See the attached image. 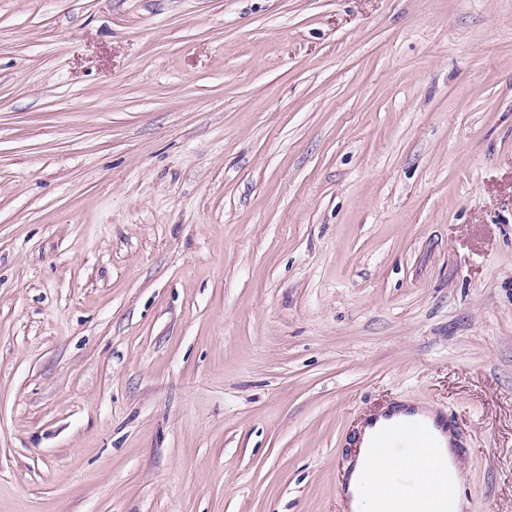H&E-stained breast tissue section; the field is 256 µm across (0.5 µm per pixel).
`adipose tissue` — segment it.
I'll return each mask as SVG.
<instances>
[{
  "label": "adipose tissue",
  "instance_id": "ef3b65f1",
  "mask_svg": "<svg viewBox=\"0 0 512 512\" xmlns=\"http://www.w3.org/2000/svg\"><path fill=\"white\" fill-rule=\"evenodd\" d=\"M374 433L370 425H363L358 435V448L354 461L350 464V472L343 487L344 496L348 501L350 512H378V504L387 491V481L401 484L406 492L430 486L444 479L461 480L462 469L454 464V452L450 436H441L440 459L426 467L411 469L406 461L380 458L374 463V468L386 476V483L366 481L360 463L367 455V445Z\"/></svg>",
  "mask_w": 512,
  "mask_h": 512
}]
</instances>
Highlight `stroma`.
Listing matches in <instances>:
<instances>
[{
    "label": "stroma",
    "mask_w": 512,
    "mask_h": 512,
    "mask_svg": "<svg viewBox=\"0 0 512 512\" xmlns=\"http://www.w3.org/2000/svg\"><path fill=\"white\" fill-rule=\"evenodd\" d=\"M399 401L512 512V0H0V512H345Z\"/></svg>",
    "instance_id": "stroma-1"
}]
</instances>
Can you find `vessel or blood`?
<instances>
[{
	"instance_id": "vessel-or-blood-1",
	"label": "vessel or blood",
	"mask_w": 512,
	"mask_h": 512,
	"mask_svg": "<svg viewBox=\"0 0 512 512\" xmlns=\"http://www.w3.org/2000/svg\"><path fill=\"white\" fill-rule=\"evenodd\" d=\"M442 420L422 418L408 421L389 418L378 426L369 446L372 456H391L411 464H427L438 455L437 434L445 430ZM459 493L456 483L445 481L432 487L427 498L404 496L400 487H390L381 504V512H428V500L448 502Z\"/></svg>"
}]
</instances>
